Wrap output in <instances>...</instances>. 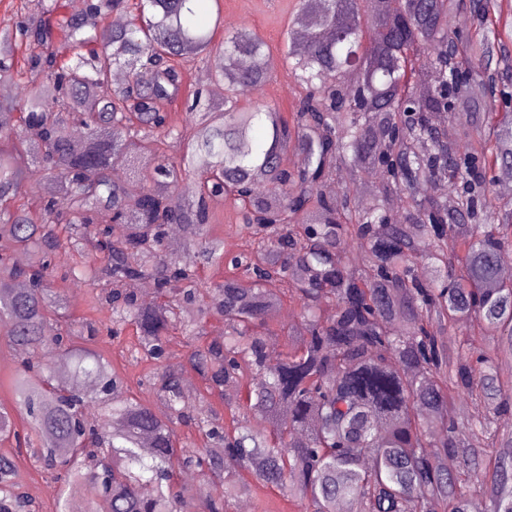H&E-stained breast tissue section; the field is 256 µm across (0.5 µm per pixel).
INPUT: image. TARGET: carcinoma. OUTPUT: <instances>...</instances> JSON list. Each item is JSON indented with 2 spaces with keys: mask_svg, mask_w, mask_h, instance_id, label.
<instances>
[{
  "mask_svg": "<svg viewBox=\"0 0 512 512\" xmlns=\"http://www.w3.org/2000/svg\"><path fill=\"white\" fill-rule=\"evenodd\" d=\"M211 1L87 0L54 24L58 0H33L20 34L40 48L63 36L75 62L31 57L18 120L16 36L0 34V333L24 359L12 394L26 419L19 431L1 408L0 436L40 448L46 469H66L55 512H71L85 491L112 512H178L194 494L202 512H226L247 476L288 493L294 512H335L339 501L351 512H512V372L498 367L512 361V281L498 280L512 253V201L493 191L496 174L512 171V113L489 107L480 123L463 111L502 61L491 0H297L282 61L308 94L288 114L238 104L240 85L272 78L270 48L251 29L215 47L201 21ZM453 8L477 18L478 44L448 32ZM114 11L131 13L126 26H107ZM191 61L228 94L222 107L196 95L179 126L168 108ZM116 69L132 86L106 84ZM442 111L443 130L432 123ZM470 126L460 154L455 139ZM168 138L186 143L177 162L165 156ZM29 157L67 208L1 207L27 197ZM343 167L365 183L362 196L330 192ZM195 177L199 194L181 199L180 182ZM449 187L451 207L441 197ZM395 194L402 220L387 209ZM216 197L240 203L253 229L227 262L211 233ZM171 224L190 228L174 260ZM349 243L363 268L350 264ZM86 245L100 256L89 259ZM19 249L30 264L14 263ZM59 249L73 253L69 274L95 289L91 307L111 306L106 335L135 330L119 346L152 367L162 411L121 396L124 378L77 322L44 335L61 318L48 286ZM204 266L215 278L200 279ZM143 279L162 301L141 303L133 285ZM285 299L300 323L272 361L266 319ZM211 312L224 316V340L207 343ZM463 318L479 330L457 334ZM177 328L195 345L173 362ZM187 367L209 395L242 387L224 426L183 389ZM109 392L88 419L86 406ZM182 424L201 446H178ZM16 469L0 452V512H36ZM184 471L203 487L187 486Z\"/></svg>",
  "mask_w": 512,
  "mask_h": 512,
  "instance_id": "cac0c4a2",
  "label": "carcinoma"
}]
</instances>
